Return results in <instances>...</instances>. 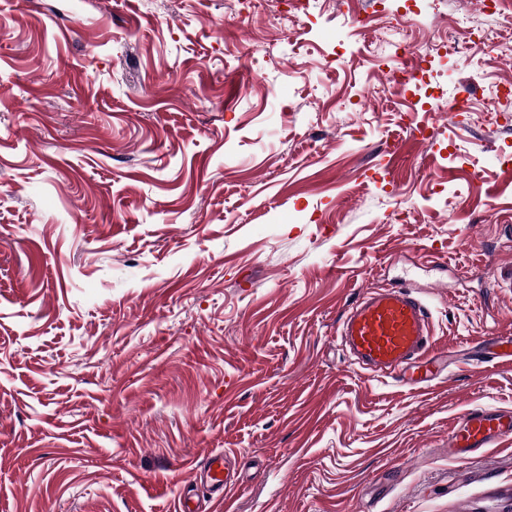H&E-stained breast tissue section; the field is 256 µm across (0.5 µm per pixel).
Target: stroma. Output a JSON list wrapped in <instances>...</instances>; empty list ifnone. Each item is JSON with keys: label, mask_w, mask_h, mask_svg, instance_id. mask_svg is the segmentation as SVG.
Returning a JSON list of instances; mask_svg holds the SVG:
<instances>
[{"label": "stroma", "mask_w": 512, "mask_h": 512, "mask_svg": "<svg viewBox=\"0 0 512 512\" xmlns=\"http://www.w3.org/2000/svg\"><path fill=\"white\" fill-rule=\"evenodd\" d=\"M406 0H0V512H512V55L387 79ZM512 40V4L434 0L421 41ZM405 149L390 154L389 143ZM410 285L420 390L342 346ZM512 435V411L478 407L468 411L448 433V448L467 455L487 448L502 437ZM225 457L226 453L223 452L211 454L206 457L203 465L200 467L195 466L191 471L196 472L200 468L201 475L206 476L214 492L225 493L226 499L227 494L235 487L236 483H234V479H231L226 473L224 465Z\"/></svg>", "instance_id": "35a3bbf8"}]
</instances>
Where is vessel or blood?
Segmentation results:
<instances>
[{
    "mask_svg": "<svg viewBox=\"0 0 512 512\" xmlns=\"http://www.w3.org/2000/svg\"><path fill=\"white\" fill-rule=\"evenodd\" d=\"M431 316L427 306L406 287L368 292L349 307L340 336L355 364L371 378L389 377L418 389L428 387L439 371L429 346ZM512 435V411L478 407L468 411L448 434V446L463 456ZM224 453L206 457L200 472L214 492L229 493L235 483Z\"/></svg>",
    "mask_w": 512,
    "mask_h": 512,
    "instance_id": "b4317fda",
    "label": "vessel or blood"
}]
</instances>
